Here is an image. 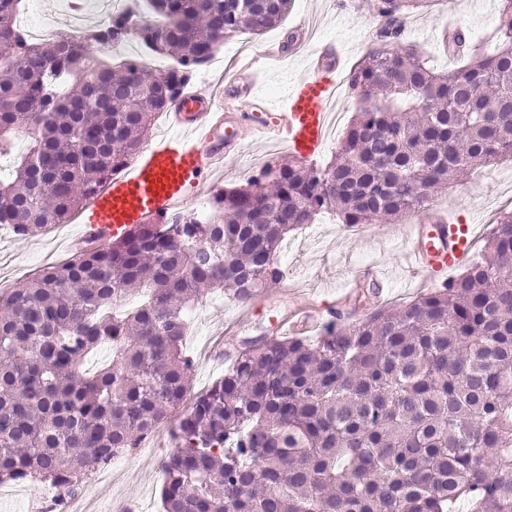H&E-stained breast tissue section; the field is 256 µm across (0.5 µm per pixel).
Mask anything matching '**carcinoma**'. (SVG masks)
I'll return each mask as SVG.
<instances>
[{
  "instance_id": "cac0c4a2",
  "label": "carcinoma",
  "mask_w": 512,
  "mask_h": 512,
  "mask_svg": "<svg viewBox=\"0 0 512 512\" xmlns=\"http://www.w3.org/2000/svg\"><path fill=\"white\" fill-rule=\"evenodd\" d=\"M292 0H142L82 38L33 44L0 0V224L34 236L94 196L224 41L279 26ZM431 0H371L379 27L350 75L355 116L332 161L264 167L205 222L139 224L0 291V485L75 497L171 422L161 512H512V211L439 288L318 336L245 346L191 405L190 316L283 278L286 236L332 210L394 224L476 167L512 157V0L491 44L450 34L438 71L404 38ZM135 40L172 60H100ZM110 359L96 370L88 358Z\"/></svg>"
}]
</instances>
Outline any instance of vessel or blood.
Instances as JSON below:
<instances>
[{"label":"vessel or blood","instance_id":"b4317fda","mask_svg":"<svg viewBox=\"0 0 512 512\" xmlns=\"http://www.w3.org/2000/svg\"><path fill=\"white\" fill-rule=\"evenodd\" d=\"M340 61L336 52L318 56L277 112L256 95L257 78L248 63L224 86V97L237 101V111H225L220 103L224 97L206 90L182 92L166 114L174 135L142 145L123 172L113 175L88 203L82 245L90 247L136 225L161 221L186 205L225 158L240 153L246 133L274 135L298 158L315 156L331 122L336 87L330 73ZM470 233V225L451 223L441 213L407 225L402 254L405 273L432 277L460 265L469 252ZM322 316L313 305L291 300L274 319L271 334L307 333Z\"/></svg>","mask_w":512,"mask_h":512}]
</instances>
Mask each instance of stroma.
I'll list each match as a JSON object with an SVG mask.
<instances>
[{"instance_id": "35a3bbf8", "label": "stroma", "mask_w": 512, "mask_h": 512, "mask_svg": "<svg viewBox=\"0 0 512 512\" xmlns=\"http://www.w3.org/2000/svg\"><path fill=\"white\" fill-rule=\"evenodd\" d=\"M498 7L497 0H450L445 6L436 2L410 14L406 38L422 49L435 68L452 69L457 61L439 51L432 35L434 28L459 26L476 42L485 43L497 26ZM377 27L370 0H294L283 28L259 36L242 33L230 38L221 48L223 65L247 53L260 72V95L278 106L287 89L307 74L311 59L325 45L341 48L344 64L339 76L347 78L366 53ZM288 156V150L276 146L270 137L246 135L241 153L225 161L223 171L198 189L193 198L208 201L219 191L245 186L265 165L287 160ZM433 206L449 219L472 225L475 244L469 255L477 257L498 218L512 211V160L504 158L476 170L467 182L436 196ZM82 230V224L73 218L29 238L0 231V290L17 287L34 273L74 258V242ZM400 230L397 224H375L367 232L355 233L347 231L335 214H319L315 223L290 233L284 241L280 262L286 278L267 289L264 303L255 312H248L246 305L219 293L204 299L192 315L184 340L194 363L193 393L208 389L228 366L222 357L204 355V348L228 334L239 346L268 337L273 318L291 295L333 307L353 291L360 298L358 310L364 316L375 306H398L430 290V283L399 276ZM368 264L383 266L392 277L378 304L372 300L371 288L353 286L352 271ZM172 447L168 430L163 427L135 453L119 455V467L95 471L85 489L95 496L99 512H159L161 463Z\"/></svg>"}]
</instances>
